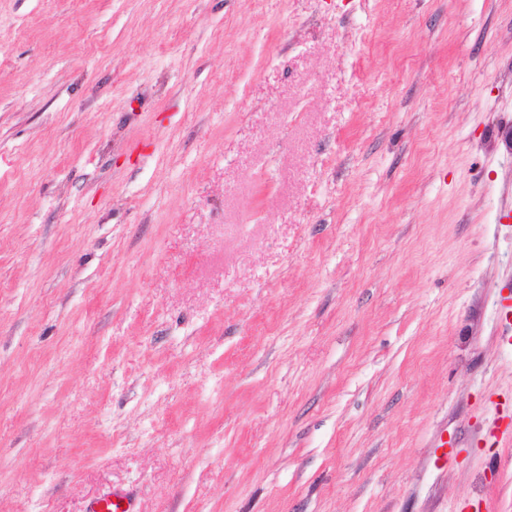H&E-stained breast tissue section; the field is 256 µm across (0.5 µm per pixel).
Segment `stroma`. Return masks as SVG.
I'll return each instance as SVG.
<instances>
[{
	"label": "stroma",
	"mask_w": 512,
	"mask_h": 512,
	"mask_svg": "<svg viewBox=\"0 0 512 512\" xmlns=\"http://www.w3.org/2000/svg\"><path fill=\"white\" fill-rule=\"evenodd\" d=\"M512 0H0V512H512ZM126 503V508H123ZM90 512H137L132 500L120 492H112L108 498L98 500Z\"/></svg>",
	"instance_id": "obj_1"
}]
</instances>
